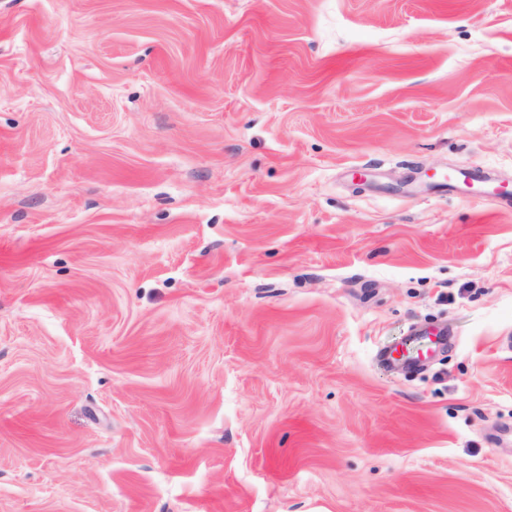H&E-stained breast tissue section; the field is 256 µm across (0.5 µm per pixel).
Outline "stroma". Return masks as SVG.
<instances>
[{
  "label": "stroma",
  "instance_id": "stroma-1",
  "mask_svg": "<svg viewBox=\"0 0 512 512\" xmlns=\"http://www.w3.org/2000/svg\"><path fill=\"white\" fill-rule=\"evenodd\" d=\"M459 168L512 189V0H0V512H512ZM430 351V348H426L416 353L407 352L400 343H396L378 350L376 358L378 362L383 365L413 372L424 367L429 358Z\"/></svg>",
  "mask_w": 512,
  "mask_h": 512
}]
</instances>
